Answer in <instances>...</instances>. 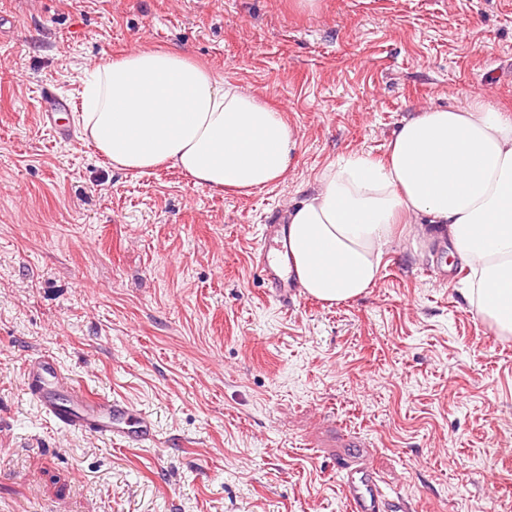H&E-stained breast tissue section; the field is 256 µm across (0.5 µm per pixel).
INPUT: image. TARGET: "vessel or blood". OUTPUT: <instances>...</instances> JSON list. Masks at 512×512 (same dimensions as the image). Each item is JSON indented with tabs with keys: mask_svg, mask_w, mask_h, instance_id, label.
<instances>
[{
	"mask_svg": "<svg viewBox=\"0 0 512 512\" xmlns=\"http://www.w3.org/2000/svg\"><path fill=\"white\" fill-rule=\"evenodd\" d=\"M288 254V225H270L253 252L267 293L286 304L299 296L296 278L284 273L279 260ZM24 386L39 410L63 429H76L93 437L119 438L143 447L156 441L152 420L125 398L95 395L74 387L61 364L47 354L29 357L22 368ZM342 495L350 512H417L416 505L399 494L385 492L374 469L360 456L341 464Z\"/></svg>",
	"mask_w": 512,
	"mask_h": 512,
	"instance_id": "1",
	"label": "vessel or blood"
}]
</instances>
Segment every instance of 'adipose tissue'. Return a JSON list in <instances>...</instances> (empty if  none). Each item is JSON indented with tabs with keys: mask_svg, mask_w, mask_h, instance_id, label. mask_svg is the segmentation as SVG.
Instances as JSON below:
<instances>
[{
	"mask_svg": "<svg viewBox=\"0 0 512 512\" xmlns=\"http://www.w3.org/2000/svg\"><path fill=\"white\" fill-rule=\"evenodd\" d=\"M84 140L114 168L179 169L213 192L250 194L284 179L298 134L256 92L176 50H136L92 66ZM288 270L312 298L353 300L379 279L395 225L444 245L467 269L463 294L512 336V113L481 100L403 119L385 157L326 164L288 208Z\"/></svg>",
	"mask_w": 512,
	"mask_h": 512,
	"instance_id": "obj_1",
	"label": "adipose tissue"
}]
</instances>
